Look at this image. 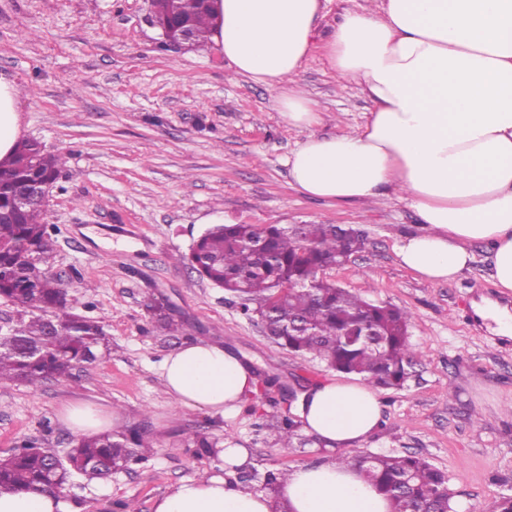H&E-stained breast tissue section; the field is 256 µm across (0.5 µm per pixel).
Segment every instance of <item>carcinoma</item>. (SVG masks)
<instances>
[{"instance_id":"obj_1","label":"carcinoma","mask_w":512,"mask_h":512,"mask_svg":"<svg viewBox=\"0 0 512 512\" xmlns=\"http://www.w3.org/2000/svg\"><path fill=\"white\" fill-rule=\"evenodd\" d=\"M178 16L195 31L194 45L209 41L211 14L200 0H175ZM62 157L24 141L10 166L0 171V300L19 308L16 334L0 335V382L37 387L68 379L97 359L106 345L98 321L70 310L67 292L42 265L55 241L43 223L44 208L16 209V190L27 181H54ZM363 244L360 230L340 224H222L208 229L187 256L198 276L264 311L270 339L288 351L356 375L373 387L401 390L414 375L417 353L408 340L411 314L385 302L367 300L330 283L321 272L340 265ZM291 416L277 421L284 448L313 440L299 434ZM135 432L80 438L73 468L101 471L130 452L147 460ZM336 461L355 467L390 501L392 512H458L448 476L425 458L396 451L336 452ZM53 476L50 450L25 445L0 456V493L39 490Z\"/></svg>"}]
</instances>
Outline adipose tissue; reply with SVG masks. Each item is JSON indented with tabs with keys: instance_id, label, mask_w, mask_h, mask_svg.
<instances>
[{
	"instance_id": "obj_1",
	"label": "adipose tissue",
	"mask_w": 512,
	"mask_h": 512,
	"mask_svg": "<svg viewBox=\"0 0 512 512\" xmlns=\"http://www.w3.org/2000/svg\"><path fill=\"white\" fill-rule=\"evenodd\" d=\"M328 0H216L210 41L235 73L273 88L288 125L306 130L285 164L303 194L338 202L394 195L423 228L397 242L401 265L432 283L449 282L491 253L490 276L512 293V0H381L347 8L323 46L338 77L357 81L373 105L360 132L319 135L323 116L296 87ZM21 141L18 88L0 74V167ZM163 386L179 405L229 412L254 392L252 370L217 343L168 355ZM304 432L326 450L359 448L381 419L376 390L333 381L304 394ZM225 476H205L160 498L155 512H271L264 493L228 472L248 451L225 440ZM288 512H390L389 500L350 467L299 465L278 488ZM0 512H70L62 496L0 495Z\"/></svg>"
}]
</instances>
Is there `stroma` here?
Wrapping results in <instances>:
<instances>
[{
  "instance_id": "1",
  "label": "stroma",
  "mask_w": 512,
  "mask_h": 512,
  "mask_svg": "<svg viewBox=\"0 0 512 512\" xmlns=\"http://www.w3.org/2000/svg\"><path fill=\"white\" fill-rule=\"evenodd\" d=\"M348 2L331 0L298 76L324 114L322 135L355 133L371 108L320 50ZM149 9L148 0H0V72L19 86L22 137L65 160L44 214L56 233L44 270L109 342L73 378L0 384V456L27 440L71 447L75 435L61 419L68 405L120 412L116 432L137 430L152 455L106 480L74 478L64 492L73 512L123 503L154 512L181 483L222 474L217 453L187 443L193 432L247 448L243 486L254 491L267 472L329 458L276 444L269 425L286 410L278 389L257 390L226 416L176 404L160 367L186 343L215 342L281 385L339 380L274 343L240 299L175 257L220 221L342 224L362 230L365 244L324 279L409 311L419 359L404 389H379L380 425L363 451L422 455L447 474L456 500L496 512L512 487V339L473 310L480 297L498 296L487 247L475 245L471 270L450 282L401 267L395 245L417 230L415 211L394 198L345 204L297 191L284 160L305 132L280 120L274 90L234 74L212 48H167ZM157 303L172 309L174 330L158 327Z\"/></svg>"
}]
</instances>
